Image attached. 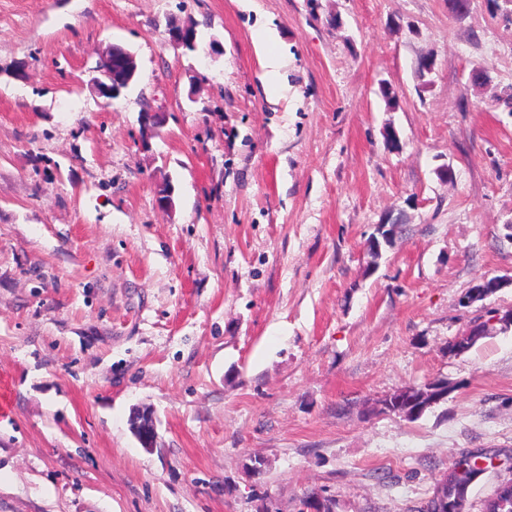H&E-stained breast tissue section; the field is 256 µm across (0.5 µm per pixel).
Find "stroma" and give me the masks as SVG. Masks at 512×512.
Segmentation results:
<instances>
[{
  "instance_id": "stroma-1",
  "label": "stroma",
  "mask_w": 512,
  "mask_h": 512,
  "mask_svg": "<svg viewBox=\"0 0 512 512\" xmlns=\"http://www.w3.org/2000/svg\"><path fill=\"white\" fill-rule=\"evenodd\" d=\"M505 10L0 0V512H419L460 453L512 455ZM112 44L137 81L109 101ZM256 37L257 42H259L264 48L265 63L263 67L266 69V71L262 75V80L267 84L270 91L273 89L277 91V78L283 64V57L278 53L276 47L266 41L261 33H257ZM448 393V386L441 384L437 388H433L429 393L425 394L419 399L411 397L413 390L411 387L405 388L397 392L398 398L395 399L394 411L403 413L410 416L420 415L424 412L429 403H433L434 400L439 397H444ZM430 398L426 404H421L425 399ZM131 428L144 448L153 449L157 445L156 425L149 412L135 411L131 417Z\"/></svg>"
}]
</instances>
